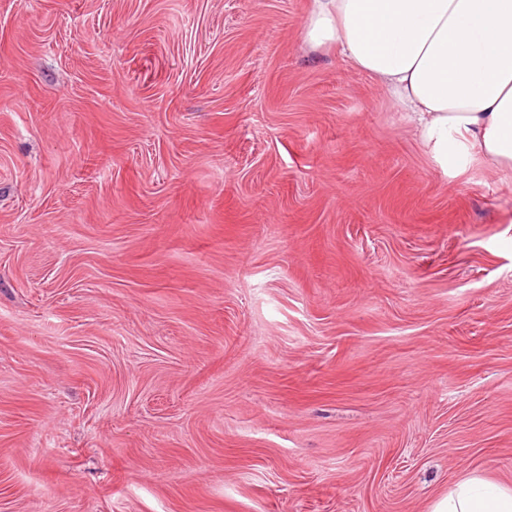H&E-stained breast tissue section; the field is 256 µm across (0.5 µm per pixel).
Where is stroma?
I'll return each mask as SVG.
<instances>
[{
    "label": "stroma",
    "instance_id": "35a3bbf8",
    "mask_svg": "<svg viewBox=\"0 0 512 512\" xmlns=\"http://www.w3.org/2000/svg\"><path fill=\"white\" fill-rule=\"evenodd\" d=\"M310 7L0 0V512L512 487V171L443 170Z\"/></svg>",
    "mask_w": 512,
    "mask_h": 512
}]
</instances>
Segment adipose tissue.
I'll return each mask as SVG.
<instances>
[{"label": "adipose tissue", "instance_id": "obj_1", "mask_svg": "<svg viewBox=\"0 0 512 512\" xmlns=\"http://www.w3.org/2000/svg\"><path fill=\"white\" fill-rule=\"evenodd\" d=\"M304 39L387 90L444 170L512 171V0H312ZM433 512H512V489L464 478Z\"/></svg>", "mask_w": 512, "mask_h": 512}]
</instances>
